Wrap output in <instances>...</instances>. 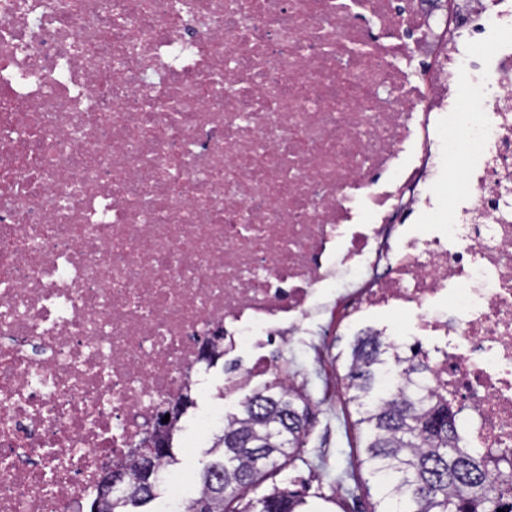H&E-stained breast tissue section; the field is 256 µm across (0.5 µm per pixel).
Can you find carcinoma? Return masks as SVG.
Listing matches in <instances>:
<instances>
[{
	"mask_svg": "<svg viewBox=\"0 0 512 512\" xmlns=\"http://www.w3.org/2000/svg\"><path fill=\"white\" fill-rule=\"evenodd\" d=\"M390 349L377 336L358 338L344 375L350 400L361 408L356 424L366 430L362 464L379 495L371 512H512V454L493 458L467 447L448 401H427L406 390L405 382L425 365L394 353L387 369L381 355ZM310 412L306 397L276 380L255 393L216 439L213 451L220 457L205 468L182 512H300L305 501L297 491L275 490L238 510L230 505L300 456ZM178 420L176 415L168 424L167 452L152 463L157 473L176 463ZM120 465L131 491L107 503L96 496L89 512H136L155 499L156 484L141 494L147 477L139 449Z\"/></svg>",
	"mask_w": 512,
	"mask_h": 512,
	"instance_id": "cac0c4a2",
	"label": "carcinoma"
}]
</instances>
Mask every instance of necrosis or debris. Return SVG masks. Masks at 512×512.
<instances>
[{
    "instance_id": "necrosis-or-debris-1",
    "label": "necrosis or debris",
    "mask_w": 512,
    "mask_h": 512,
    "mask_svg": "<svg viewBox=\"0 0 512 512\" xmlns=\"http://www.w3.org/2000/svg\"><path fill=\"white\" fill-rule=\"evenodd\" d=\"M444 2L0 0V512H77L197 338L237 386L331 309L512 451V0Z\"/></svg>"
}]
</instances>
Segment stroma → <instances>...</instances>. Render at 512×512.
Listing matches in <instances>:
<instances>
[{
    "instance_id": "1",
    "label": "stroma",
    "mask_w": 512,
    "mask_h": 512,
    "mask_svg": "<svg viewBox=\"0 0 512 512\" xmlns=\"http://www.w3.org/2000/svg\"><path fill=\"white\" fill-rule=\"evenodd\" d=\"M388 327L401 330L405 323L401 317L381 313L350 328L337 324L327 346L336 374H345L346 360L361 331ZM316 332V325H307L288 350L273 354L279 364L287 367L292 384L307 395L312 426L301 460L270 476L258 492L262 495L275 489L300 492L308 502L307 512H370L372 499L364 487L369 475L358 466L364 456L365 440L354 425L357 407L343 398L332 408L320 403L321 382L310 352L317 340ZM203 378L199 389L191 393L192 404L182 415L173 442L178 461L189 462L196 475L213 462L210 448L217 436L216 430L199 428L198 417L216 406L222 407L224 413H236L243 401L264 386L263 381L256 380L236 390H227L226 365L221 360L206 367Z\"/></svg>"
}]
</instances>
